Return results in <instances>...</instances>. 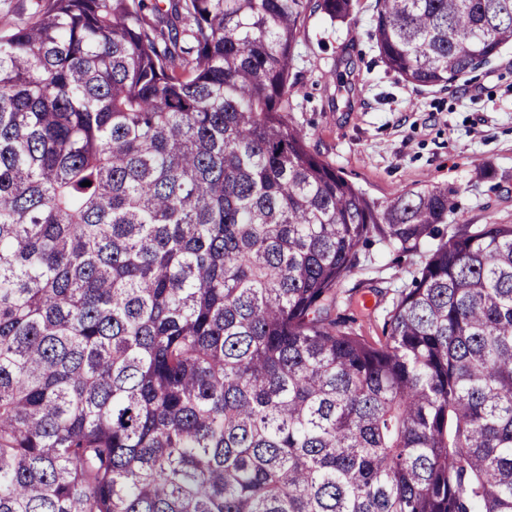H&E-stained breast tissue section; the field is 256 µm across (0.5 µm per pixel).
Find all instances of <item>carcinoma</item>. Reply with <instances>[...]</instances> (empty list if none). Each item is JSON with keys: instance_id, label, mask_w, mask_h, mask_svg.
<instances>
[{"instance_id": "cac0c4a2", "label": "carcinoma", "mask_w": 512, "mask_h": 512, "mask_svg": "<svg viewBox=\"0 0 512 512\" xmlns=\"http://www.w3.org/2000/svg\"><path fill=\"white\" fill-rule=\"evenodd\" d=\"M311 2L0 31V512H512V224L450 236L458 190L376 204L308 150ZM372 36L446 87L512 0H375ZM374 237L429 249L371 341L333 312Z\"/></svg>"}]
</instances>
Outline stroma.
I'll use <instances>...</instances> for the list:
<instances>
[{"instance_id": "stroma-1", "label": "stroma", "mask_w": 512, "mask_h": 512, "mask_svg": "<svg viewBox=\"0 0 512 512\" xmlns=\"http://www.w3.org/2000/svg\"><path fill=\"white\" fill-rule=\"evenodd\" d=\"M375 0L343 20L307 14L294 47L288 120L308 149L382 204L403 189L448 185L463 224H512V46L448 87L417 88L390 72L371 36ZM425 251L373 239L338 294L356 330L381 335Z\"/></svg>"}]
</instances>
